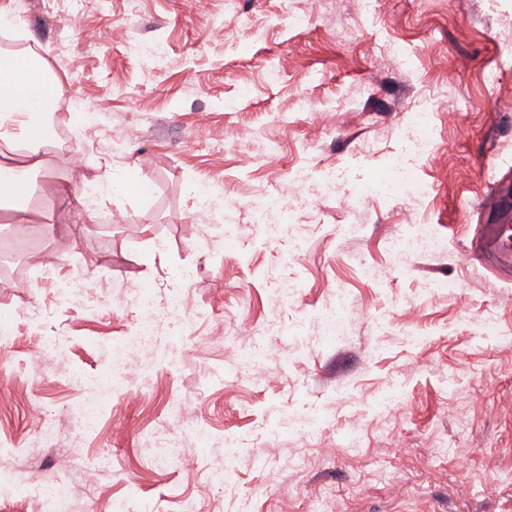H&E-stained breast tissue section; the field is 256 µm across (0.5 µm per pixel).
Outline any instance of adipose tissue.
<instances>
[{"instance_id":"adipose-tissue-1","label":"adipose tissue","mask_w":512,"mask_h":512,"mask_svg":"<svg viewBox=\"0 0 512 512\" xmlns=\"http://www.w3.org/2000/svg\"><path fill=\"white\" fill-rule=\"evenodd\" d=\"M45 89L37 114H30L23 102L32 87ZM64 94L62 81L50 70L45 59L32 50L0 60V172H15L27 183L45 169L41 148L51 131L55 105ZM126 176L113 173L107 180H84V192L72 195L61 186L52 187L47 203L52 207L69 208L79 205L90 211L103 199L116 198L124 193Z\"/></svg>"}]
</instances>
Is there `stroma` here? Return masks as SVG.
Here are the masks:
<instances>
[{
	"label": "stroma",
	"instance_id": "obj_1",
	"mask_svg": "<svg viewBox=\"0 0 512 512\" xmlns=\"http://www.w3.org/2000/svg\"><path fill=\"white\" fill-rule=\"evenodd\" d=\"M0 13L22 17L0 50H40L65 86L39 188L133 181L90 215L35 203L51 234L0 250V512L37 507L4 483L15 472L70 485L75 512H181L186 498L197 512H512V274L491 255L457 262L482 225L512 223V0H0ZM154 40L167 55L147 66L135 46ZM423 99L419 154L407 134ZM398 156L426 194L359 201ZM301 171L334 177L336 196L308 197ZM270 196L291 234L261 237ZM408 224L433 225L444 249L397 267ZM63 281L82 300L65 302ZM339 289L350 330L336 345L318 317ZM138 291L162 318L152 382L132 368L102 416L77 418L105 342L135 329ZM174 403L203 433L175 431L185 463L162 473L141 446ZM43 411L58 434L35 451ZM234 444L225 493L208 474Z\"/></svg>",
	"mask_w": 512,
	"mask_h": 512
}]
</instances>
